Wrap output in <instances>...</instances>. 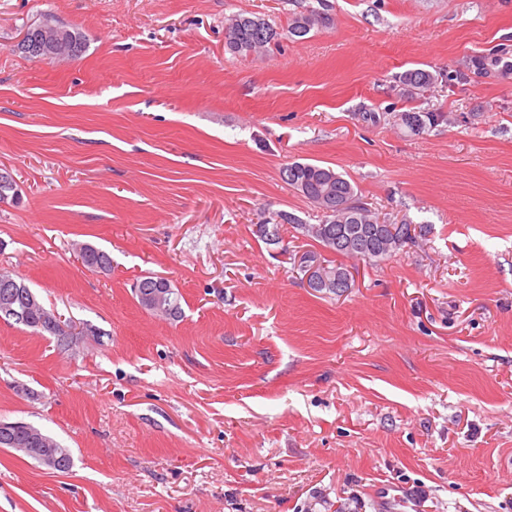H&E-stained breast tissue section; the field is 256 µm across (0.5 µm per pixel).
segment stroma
<instances>
[{
  "label": "stroma",
  "instance_id": "35a3bbf8",
  "mask_svg": "<svg viewBox=\"0 0 512 512\" xmlns=\"http://www.w3.org/2000/svg\"><path fill=\"white\" fill-rule=\"evenodd\" d=\"M316 3L0 0V270L69 333L0 322V421L73 459L0 448V512H380L388 482L512 512V0H326L331 27L292 36ZM240 13L277 43L229 52ZM47 19L84 53H21ZM294 162L424 233L370 263L290 224L266 243L278 214L321 221ZM328 262L341 294L308 286ZM151 274L180 316L139 304ZM163 280L167 282L165 285H162ZM159 285H161V287H165L166 291L164 293L163 303L161 302L154 307L152 305L154 300L153 294L160 292ZM134 293L139 303L150 311H158L161 306L163 307V305H168L169 311H165L163 313L174 317H177L178 314H180L181 307L179 299L176 296V292L172 289L170 282L162 277L145 276L140 280H137L134 285ZM167 299H169L170 302H167ZM26 426L27 425L23 422L1 421L0 432L2 431L4 433H10L11 430H25L29 433V441L31 445L35 448H31L27 445V433L25 432H13V434H2L0 444H7V441L13 440L14 445L12 447H9L10 449L12 448L16 451L23 452L26 456L38 461L40 464L43 465V463L37 458V456L34 453L25 451L20 448H30L31 450L36 451L37 453H39L40 456L44 458L47 467L51 470L55 468L57 461L60 458L59 465H61V467L59 468L58 472H68L72 466V457L68 448H64L59 442L56 441L58 445L57 450L59 451L58 454L60 457L54 456L51 450L49 449L50 446L48 442L45 441L44 438L38 432L30 430Z\"/></svg>",
  "mask_w": 512,
  "mask_h": 512
}]
</instances>
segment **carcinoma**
I'll return each instance as SVG.
<instances>
[{
    "instance_id": "cac0c4a2",
    "label": "carcinoma",
    "mask_w": 512,
    "mask_h": 512,
    "mask_svg": "<svg viewBox=\"0 0 512 512\" xmlns=\"http://www.w3.org/2000/svg\"><path fill=\"white\" fill-rule=\"evenodd\" d=\"M331 18L323 8H312L292 18L290 34L297 38L306 37L312 29L330 25ZM278 32L265 19L256 16L237 15L226 29L225 46L234 53H258L276 43ZM434 80L431 72L424 69H409L399 76V81L415 89H424ZM288 185L324 214L325 233L315 229L313 224H298L296 219L287 218L288 223L297 224L304 235L310 236L325 247L346 257L372 261L391 255L403 244L416 239V227L411 222L384 224L379 222L355 192L354 186L343 175L329 167L311 163H293L282 171ZM83 266L96 271L101 266L111 267L109 255L92 246H86ZM349 270L342 264L327 265L328 284L314 288L316 292L338 294L342 289L336 286V276H344ZM163 278L145 276L134 285L139 303L150 311L161 305H153V294L160 292ZM25 313L23 325L38 333H48L50 328L43 322L44 307H20Z\"/></svg>"
}]
</instances>
